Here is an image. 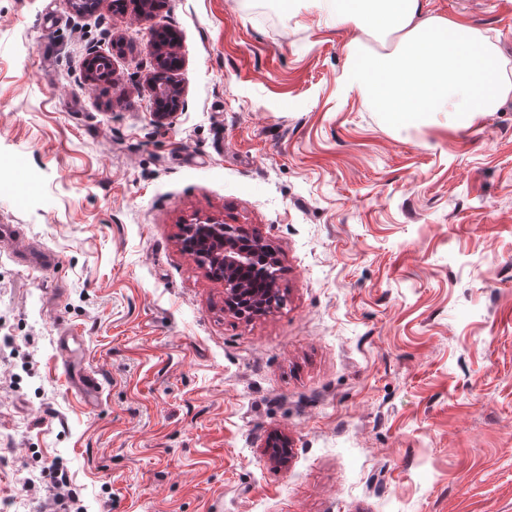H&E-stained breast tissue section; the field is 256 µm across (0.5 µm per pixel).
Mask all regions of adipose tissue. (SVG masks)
<instances>
[{"mask_svg": "<svg viewBox=\"0 0 512 512\" xmlns=\"http://www.w3.org/2000/svg\"><path fill=\"white\" fill-rule=\"evenodd\" d=\"M336 21L366 34L392 37L391 48L364 51L347 45L352 64L338 78L342 90L372 97L398 126L432 123L450 115L469 127L512 96V77L493 44L462 19L425 11L423 0H326ZM484 43V59L469 49Z\"/></svg>", "mask_w": 512, "mask_h": 512, "instance_id": "ef3b65f1", "label": "adipose tissue"}]
</instances>
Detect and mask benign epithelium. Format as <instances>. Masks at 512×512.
<instances>
[{
	"label": "benign epithelium",
	"mask_w": 512,
	"mask_h": 512,
	"mask_svg": "<svg viewBox=\"0 0 512 512\" xmlns=\"http://www.w3.org/2000/svg\"><path fill=\"white\" fill-rule=\"evenodd\" d=\"M148 87L153 100H171L168 109L155 113L158 120L169 119L183 109L181 84L172 81L160 87L150 79ZM185 230L210 245V251L200 265L224 281L227 310L236 314L239 304L265 308L279 299L275 273L277 260L270 246L254 242V237L243 229L215 221L188 224Z\"/></svg>",
	"instance_id": "7a95c632"
}]
</instances>
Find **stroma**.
I'll list each match as a JSON object with an SVG mask.
<instances>
[{
	"instance_id": "35a3bbf8",
	"label": "stroma",
	"mask_w": 512,
	"mask_h": 512,
	"mask_svg": "<svg viewBox=\"0 0 512 512\" xmlns=\"http://www.w3.org/2000/svg\"><path fill=\"white\" fill-rule=\"evenodd\" d=\"M424 4L512 62V0ZM352 36L317 0H0V224L58 258L0 243V512H512V97L394 128L338 84ZM206 219L273 247L281 306L225 312L181 245ZM149 92L153 98L154 103L161 99H171L172 103L168 109L162 110L163 112H156L155 117L158 120L163 121L173 117L177 112L183 109L184 102V91L180 83H176L171 80L168 86L159 87L154 83L153 79L148 80ZM79 341L80 336H58L56 350L71 384L86 397L87 401L98 403L103 392V383L94 374L88 373L82 363L77 361L81 345Z\"/></svg>"
}]
</instances>
